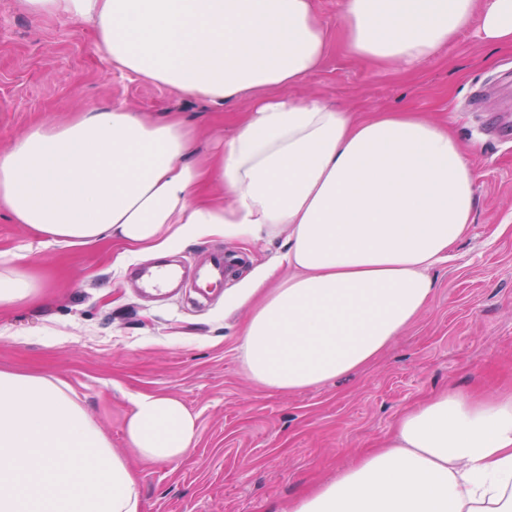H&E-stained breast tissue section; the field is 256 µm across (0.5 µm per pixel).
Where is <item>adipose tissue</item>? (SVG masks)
<instances>
[{"mask_svg": "<svg viewBox=\"0 0 512 512\" xmlns=\"http://www.w3.org/2000/svg\"><path fill=\"white\" fill-rule=\"evenodd\" d=\"M30 14L94 21L96 50L147 81L216 104L248 100L213 153L175 116L92 107L0 152V208L49 242L109 239L147 254L205 230L284 236L294 274L247 295L239 344L250 375L296 391L365 368L428 306V271L476 208L468 151L414 112H351L281 95L320 66L313 0H25ZM348 52L380 67L434 57L472 23L512 47V0H343ZM39 282L0 260V306ZM132 454L174 463L196 445L178 398H134ZM126 456L63 380L0 368V512H140ZM291 512H512V392L451 387L409 410Z\"/></svg>", "mask_w": 512, "mask_h": 512, "instance_id": "adipose-tissue-1", "label": "adipose tissue"}]
</instances>
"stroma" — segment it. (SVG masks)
<instances>
[{"label": "stroma", "instance_id": "1", "mask_svg": "<svg viewBox=\"0 0 512 512\" xmlns=\"http://www.w3.org/2000/svg\"><path fill=\"white\" fill-rule=\"evenodd\" d=\"M313 7L328 50L290 95L344 104L360 119L411 111L446 125L469 148L477 185L468 235L429 272L430 305L367 367L290 392L249 377L238 343L250 310L243 282L270 266L288 277L281 239L204 235L164 247L158 258L191 261L221 247L246 262L218 298L156 299L130 279L144 256L109 241L43 244L0 210V254L19 257L42 284L33 304L0 309V366L67 381L118 451L135 395H172L198 416V443L182 461L130 457L141 512H289L440 391L512 389V48L470 28L425 62L379 69L347 51L341 0ZM96 39L93 24L36 19L24 0H0V150L90 106L174 112L192 128L234 135L245 102L219 107L119 72Z\"/></svg>", "mask_w": 512, "mask_h": 512}]
</instances>
